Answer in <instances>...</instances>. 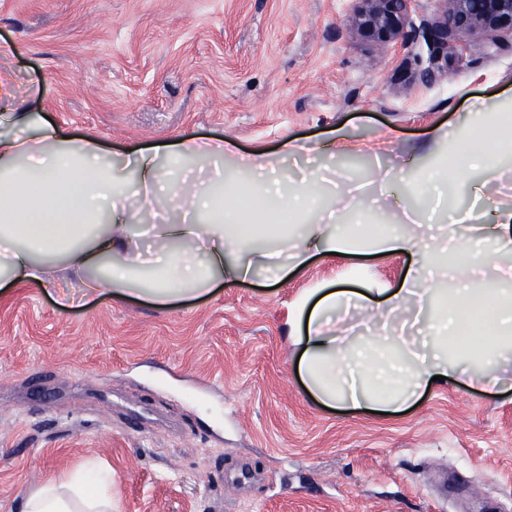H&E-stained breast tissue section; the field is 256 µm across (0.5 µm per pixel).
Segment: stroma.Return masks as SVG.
<instances>
[{
	"label": "stroma",
	"instance_id": "stroma-1",
	"mask_svg": "<svg viewBox=\"0 0 512 512\" xmlns=\"http://www.w3.org/2000/svg\"><path fill=\"white\" fill-rule=\"evenodd\" d=\"M352 0H0V70L19 106L114 164L189 135L232 140L237 157L334 132L364 159L370 223L418 206L435 163L425 144L469 113L512 104V37L460 44L424 83L414 28L381 49L347 31ZM512 208V160L483 220ZM409 254L314 256L278 282L218 281L164 305L102 291L68 306L79 277L0 290V512L87 460L112 469V512H512V381L434 386L393 415L327 406L307 389L288 336L293 302L317 287L393 288ZM362 265L364 279L353 276ZM248 464L250 480L226 483Z\"/></svg>",
	"mask_w": 512,
	"mask_h": 512
}]
</instances>
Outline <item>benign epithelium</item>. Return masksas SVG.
Wrapping results in <instances>:
<instances>
[{"label": "benign epithelium", "mask_w": 512, "mask_h": 512, "mask_svg": "<svg viewBox=\"0 0 512 512\" xmlns=\"http://www.w3.org/2000/svg\"><path fill=\"white\" fill-rule=\"evenodd\" d=\"M348 20L351 37L385 48L412 23L416 0H355ZM437 16L426 24L432 61L448 59V39L512 35V0H436Z\"/></svg>", "instance_id": "obj_1"}]
</instances>
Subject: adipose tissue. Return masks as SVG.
<instances>
[{
	"label": "adipose tissue",
	"instance_id": "adipose-tissue-1",
	"mask_svg": "<svg viewBox=\"0 0 512 512\" xmlns=\"http://www.w3.org/2000/svg\"><path fill=\"white\" fill-rule=\"evenodd\" d=\"M14 78L0 70V120L24 136H0V270L9 281L52 286L51 258L81 277L87 292L164 304L194 297L216 279L245 280L274 270L287 274L314 253L344 255L410 252L415 265L399 285L374 304L369 289L315 288L298 299L289 325L300 346V368L322 403L395 413L431 387L433 376L470 388H492L512 358V272L487 274L497 251H512V209L488 223L457 217L458 247L442 236L419 241L414 233L377 231L347 224L334 211L338 191L327 198L308 185H291L288 160L301 145L285 142L276 162L267 156L245 166L240 205L226 218L224 179L195 188L183 163L215 164L233 154L231 141L181 136L174 143L135 153V169L113 165L99 143L65 138L33 109L14 111ZM470 135L445 137L452 161L428 170L430 188L442 189L468 169L492 179L502 158L512 157V135L477 141L473 131L491 129L486 113H472ZM451 276L447 289L441 277ZM356 309L364 323L391 315L401 331L347 336L331 329L340 309ZM110 471L99 466L62 484H42L26 497L22 512H112L106 493Z\"/></svg>",
	"mask_w": 512,
	"mask_h": 512
}]
</instances>
